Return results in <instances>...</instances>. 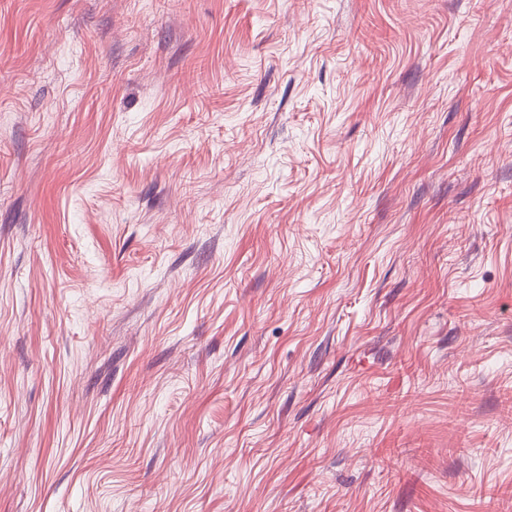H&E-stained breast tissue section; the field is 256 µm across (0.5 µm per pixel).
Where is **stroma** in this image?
Here are the masks:
<instances>
[{
    "mask_svg": "<svg viewBox=\"0 0 512 512\" xmlns=\"http://www.w3.org/2000/svg\"><path fill=\"white\" fill-rule=\"evenodd\" d=\"M0 512H512V0H0Z\"/></svg>",
    "mask_w": 512,
    "mask_h": 512,
    "instance_id": "stroma-1",
    "label": "stroma"
}]
</instances>
